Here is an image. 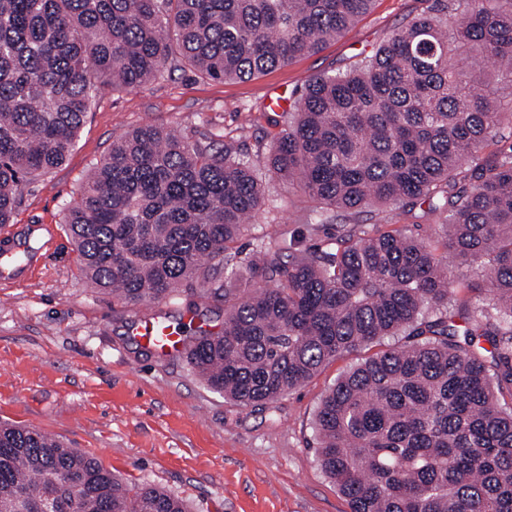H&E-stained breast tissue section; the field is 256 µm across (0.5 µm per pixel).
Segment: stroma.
<instances>
[{"label":"stroma","instance_id":"1","mask_svg":"<svg viewBox=\"0 0 512 512\" xmlns=\"http://www.w3.org/2000/svg\"><path fill=\"white\" fill-rule=\"evenodd\" d=\"M425 7L375 0L318 52L252 79L213 81L181 67L134 89L100 90L65 162L27 183L12 223L0 226L19 247L41 239L38 225L54 234L24 273L0 281V423L48 433L127 482L162 486L191 512H350L316 461L314 416L337 378L379 345L330 361L273 404L239 407L181 356L157 357L127 333L130 320L161 310L189 321L192 291L127 306L87 288L63 210L113 141L145 124L174 125L194 139H236L241 159L266 177L270 220L298 248H326L327 233L353 218L342 213L328 231H312L307 198L267 177V152L283 128L268 102L293 105L313 76L354 67Z\"/></svg>","mask_w":512,"mask_h":512}]
</instances>
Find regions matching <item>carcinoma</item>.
Masks as SVG:
<instances>
[{
    "label": "carcinoma",
    "instance_id": "obj_1",
    "mask_svg": "<svg viewBox=\"0 0 512 512\" xmlns=\"http://www.w3.org/2000/svg\"><path fill=\"white\" fill-rule=\"evenodd\" d=\"M374 0H0V224L22 187L60 166L97 88H135L177 56L212 80L251 79L311 54ZM353 69L317 75L269 150L268 171L338 212L427 204L439 243L483 293L448 309V257L403 227L360 222L323 249L265 258L240 241L265 185L229 140L145 125L94 164L65 223L87 281L121 302L199 285L182 335L193 373L224 399L269 404L329 361L386 337L323 395L317 460L350 512H512V0H427ZM508 134H502L503 130ZM508 145L480 156L495 136ZM0 512H188L96 457L0 424Z\"/></svg>",
    "mask_w": 512,
    "mask_h": 512
}]
</instances>
